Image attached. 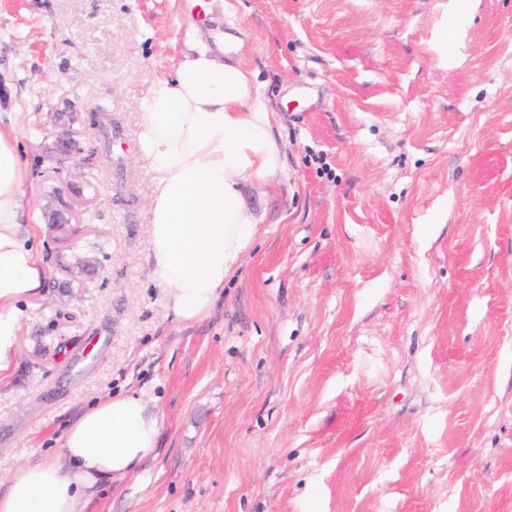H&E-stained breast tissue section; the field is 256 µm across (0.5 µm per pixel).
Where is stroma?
<instances>
[{
	"mask_svg": "<svg viewBox=\"0 0 512 512\" xmlns=\"http://www.w3.org/2000/svg\"><path fill=\"white\" fill-rule=\"evenodd\" d=\"M0 0L34 242L0 481L98 398L162 418L87 512H512V0ZM224 33L285 167L211 314L148 281L140 101ZM118 127L122 142L104 136Z\"/></svg>",
	"mask_w": 512,
	"mask_h": 512,
	"instance_id": "1",
	"label": "stroma"
}]
</instances>
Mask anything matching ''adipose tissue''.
<instances>
[{
  "instance_id": "ef3b65f1",
  "label": "adipose tissue",
  "mask_w": 512,
  "mask_h": 512,
  "mask_svg": "<svg viewBox=\"0 0 512 512\" xmlns=\"http://www.w3.org/2000/svg\"><path fill=\"white\" fill-rule=\"evenodd\" d=\"M140 109L139 155L153 177L149 280L173 321L196 322L213 311L259 233L262 216L246 188H275L284 152L251 72L200 44L152 79ZM20 136L18 119L0 122V379L11 370L17 303L47 277L27 243ZM161 426L143 396L97 402L67 426L58 455L10 475L0 512H85L101 484L135 472L154 451Z\"/></svg>"
}]
</instances>
